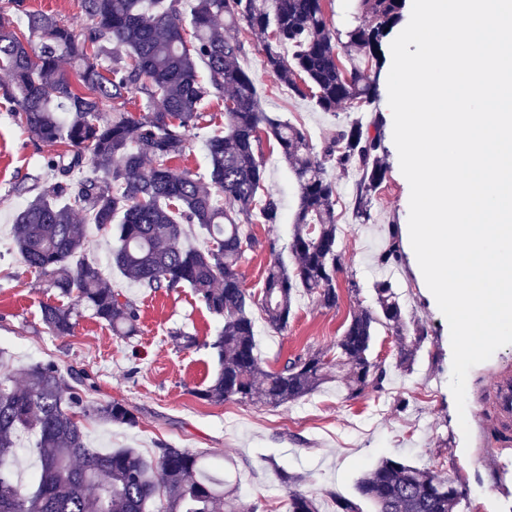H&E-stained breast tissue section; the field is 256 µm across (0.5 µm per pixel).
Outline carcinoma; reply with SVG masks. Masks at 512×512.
I'll list each match as a JSON object with an SVG mask.
<instances>
[{
    "instance_id": "obj_1",
    "label": "carcinoma",
    "mask_w": 512,
    "mask_h": 512,
    "mask_svg": "<svg viewBox=\"0 0 512 512\" xmlns=\"http://www.w3.org/2000/svg\"><path fill=\"white\" fill-rule=\"evenodd\" d=\"M179 0H81L90 26L75 33L54 16L29 9L26 0L0 8V70L11 78L3 96L10 115L32 138L62 150L44 156L28 181L17 214L14 247L61 301L41 308L53 336L73 333L88 310L129 338L139 332L137 305L108 288L102 270L83 259L73 216L81 214L115 234L112 266L156 292L188 287L224 321L207 347L216 361L211 381L195 391L208 403L280 406L298 401L331 378L350 399L383 388L385 370L370 358L377 327L397 339L396 364L413 365L429 335L407 323L387 280L375 284L376 304L350 319L333 346L289 357L267 370L256 353L252 308L267 325L284 331L293 301L303 290L324 309L337 306L342 270L336 224V182L327 171H357L354 213L371 218L372 193L384 179L380 117L336 124L313 151L304 129L271 116L260 105L252 75L238 59L244 44L224 38L216 21L244 25L261 47L262 65L279 83L332 114L343 104L375 109L383 43L401 19L405 0H357L371 18L333 43L326 0H192L189 15ZM71 72L60 68L62 61ZM210 74L201 83L197 64ZM141 95L137 116L119 107ZM206 97L224 102V133L206 140L208 177L179 170L173 161L188 149V132ZM274 142L299 190L292 219V265L275 258L267 267L261 299L244 287L239 265L245 249L260 242L244 226L260 218L278 224L280 203L263 191L262 138ZM149 170H144L145 162ZM195 225L205 246L180 247L185 225ZM392 233L378 263H399ZM24 385L0 374V512H258L224 478L209 471L204 454L188 448L157 449L151 459L134 448L102 452L88 446L83 421L134 427L138 417L122 401L92 400L95 383L84 369L63 372L54 360L20 371ZM27 434L39 468L30 483L16 477L19 438ZM288 512H320L301 489L303 476L282 474ZM358 498L334 497L336 512H455L465 498L453 482L399 458L385 457L357 483Z\"/></svg>"
}]
</instances>
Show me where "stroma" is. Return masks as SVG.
<instances>
[{
    "mask_svg": "<svg viewBox=\"0 0 512 512\" xmlns=\"http://www.w3.org/2000/svg\"><path fill=\"white\" fill-rule=\"evenodd\" d=\"M259 46L246 42L240 64L254 77L265 111L308 132L321 148L337 122L366 121L372 113L354 108L338 115L320 111L313 101L278 84L261 65ZM9 105L0 99V364L19 371L32 363L55 359L61 368L77 366L94 379V401L128 403L138 417L127 428L97 420L84 423L89 443L109 451L133 448L152 455L169 445L205 453L242 499L258 503L260 512H288V490L281 472L303 475V490L319 501L321 512H335V496L355 498L357 481L385 457H398L453 481L466 493L458 512H512V445L488 454L493 411L489 387L500 374L512 375V345L474 366L466 380V409L480 412L461 430L449 383L452 348L449 325L422 288L408 241L409 187L397 165L393 127L386 106H379L385 148L386 177L372 196L368 223L352 209L356 172L334 173L338 241L343 270L338 275V308H321L297 293L285 331L276 332L263 319L255 321L256 351L269 368L304 349H329L341 336L354 310L375 304L377 281L391 279L406 318L424 323L429 336L411 371L395 364V339L378 328L371 350L387 371L381 391L347 399L336 383H327L305 398L277 408L244 403L210 404L194 391L207 384L215 362L208 347L223 323L210 314L191 289L149 292L111 265L112 235L96 225L83 227L84 258L99 265L108 285L135 301L140 310L137 336H114L105 323L83 314L72 335H50L41 307L56 302L55 292L27 269L14 250L13 222L26 202L15 183L36 168L47 146L15 124ZM265 189L281 204L276 224H249L245 231L262 241L240 263L244 287L260 294L273 254L288 256L292 216L299 203L297 184L275 145L262 146ZM398 233L403 252L392 270L376 257L391 233ZM179 330L196 345L179 346L170 338Z\"/></svg>",
    "mask_w": 512,
    "mask_h": 512,
    "instance_id": "obj_1",
    "label": "stroma"
}]
</instances>
